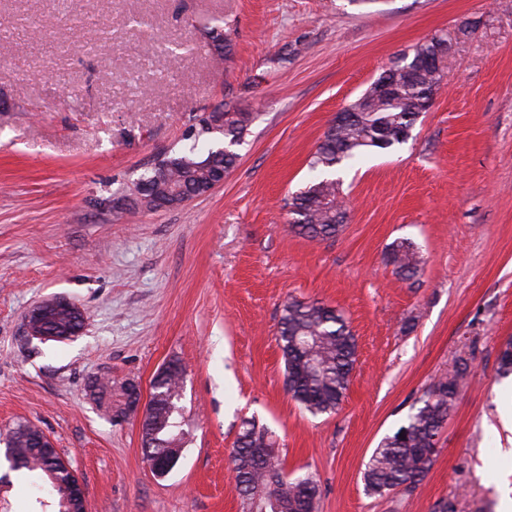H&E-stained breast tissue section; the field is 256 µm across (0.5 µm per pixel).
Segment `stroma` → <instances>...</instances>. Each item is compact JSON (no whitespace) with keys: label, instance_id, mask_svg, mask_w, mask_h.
Here are the masks:
<instances>
[{"label":"stroma","instance_id":"stroma-1","mask_svg":"<svg viewBox=\"0 0 512 512\" xmlns=\"http://www.w3.org/2000/svg\"><path fill=\"white\" fill-rule=\"evenodd\" d=\"M222 18L216 71L201 28ZM451 34L443 87L392 152L340 166L347 219L311 241L288 201L337 112L420 41ZM0 429L25 420L82 483L88 512H242L230 454L246 422L268 428L288 473H312L317 512H499L503 390L512 337V0H0ZM255 122L223 187L183 206L113 213L173 150L207 153L215 108ZM398 239L425 264L386 261ZM63 296L79 336L42 343L26 312ZM342 311L358 356L341 409L314 416L285 386L276 336L288 299ZM185 376L180 458L150 469L136 417L90 394L150 395L164 363ZM470 365L423 481L364 490L374 448L432 382ZM10 512H53L19 473ZM387 261L396 273L405 280L413 278L424 264V258L418 247L407 239L392 243L387 252Z\"/></svg>","mask_w":512,"mask_h":512}]
</instances>
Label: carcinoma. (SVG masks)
Returning a JSON list of instances; mask_svg holds the SVG:
<instances>
[{
  "label": "carcinoma",
  "instance_id": "carcinoma-1",
  "mask_svg": "<svg viewBox=\"0 0 512 512\" xmlns=\"http://www.w3.org/2000/svg\"><path fill=\"white\" fill-rule=\"evenodd\" d=\"M217 64L232 52L230 25L215 19L204 26ZM446 36H433L403 56L399 63L385 70L380 78L395 85V94L382 98L373 87L343 109L346 118L323 133L311 162L317 173L291 198L292 230L311 240H324L339 234L346 210L338 199L337 182L328 174L342 163H357L374 153H387L404 143L420 113L427 111L440 90L442 74L419 65L422 56L436 54ZM250 112L224 111L223 146L201 156L193 151L171 152L160 157L124 192V198L136 207L155 195L168 207H178L196 197L211 173V164L232 169L239 157L236 147L250 131ZM387 261L403 279L413 278L424 264L418 247L406 239L392 243ZM278 345L285 364V382L291 398L312 415L337 412L349 389L357 360V340L343 314L320 301L293 299L283 307L278 331ZM180 363L169 362L167 374L152 385L170 391L178 387ZM498 372L512 375V339L502 344ZM469 365L461 361L453 373L433 382L422 405L409 415L406 424L386 436L374 449L363 472L365 490L383 497L397 489L411 491L425 478L436 452L438 437L456 406L469 378ZM175 415L160 424L143 427V446L147 458L163 453L166 444L177 437ZM41 430L27 422L17 423L5 444V459L13 471H21L49 482V493L56 500L58 512H68L67 490L74 475L60 458L53 444L38 441ZM231 462L242 494L243 512H252L249 500L262 493L271 500L278 492L284 472L274 442L264 430L252 423L239 434L231 453ZM288 495L305 498L315 509L320 487L310 474L288 480Z\"/></svg>",
  "mask_w": 512,
  "mask_h": 512
}]
</instances>
